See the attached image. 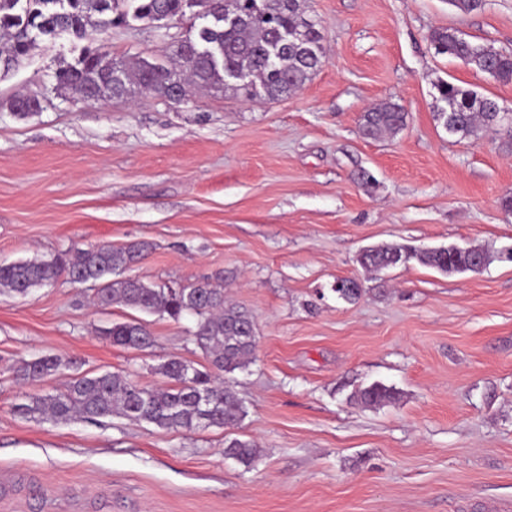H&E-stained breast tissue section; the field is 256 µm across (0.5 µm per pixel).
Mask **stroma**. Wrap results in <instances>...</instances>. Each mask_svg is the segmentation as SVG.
<instances>
[{"label":"stroma","mask_w":512,"mask_h":512,"mask_svg":"<svg viewBox=\"0 0 512 512\" xmlns=\"http://www.w3.org/2000/svg\"><path fill=\"white\" fill-rule=\"evenodd\" d=\"M322 65L288 97L219 89L86 101L55 71L87 45L168 63L191 27L134 18L85 38L39 41L0 71V263L74 246L146 242L125 274L186 285L224 274V295L255 324V360L226 375L247 414L234 429L164 431L119 417L36 424L26 395L63 387L13 378L20 359L57 354L70 374L121 371L163 384L173 357L202 365L192 317H151L154 344L113 345L100 328L132 309L91 303L59 278L0 295V512H512V262L442 274L410 262L359 265L366 247H512V139L448 136L434 119L448 81L512 110V83L436 54L453 27L512 52V0L463 13L447 0H305ZM30 96L38 111L14 112ZM398 104L406 125L378 140L361 115ZM364 286L337 299V278ZM396 400L353 399L374 382ZM254 441L244 467L224 439Z\"/></svg>","instance_id":"stroma-1"}]
</instances>
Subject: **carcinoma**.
<instances>
[{
	"instance_id": "carcinoma-1",
	"label": "carcinoma",
	"mask_w": 512,
	"mask_h": 512,
	"mask_svg": "<svg viewBox=\"0 0 512 512\" xmlns=\"http://www.w3.org/2000/svg\"><path fill=\"white\" fill-rule=\"evenodd\" d=\"M121 0H0V35L7 38L0 47V65L8 70L28 56L38 39L55 38L62 33L78 38L96 25L105 31L127 16L152 21L158 13L173 18L185 15L190 0H127L132 13L118 10ZM206 7L201 26L180 42L169 64L141 61L128 67L107 58L97 48L85 47L74 61L56 75L57 89L74 92L90 100L96 94L128 96L140 89L165 95L176 71L187 73L186 88L231 89L245 97L257 91L278 99L301 87L317 71L324 55V37L316 25L304 17L302 0H196ZM298 37L300 46L280 48L283 36ZM436 53L460 61L468 68L485 73L503 83L512 82V53L476 43L455 28H438L431 34ZM244 72L246 85L229 81ZM435 119L449 135L476 142L489 129L512 136V122L496 100L480 96L453 83L438 85ZM406 115L395 103H383L364 113L360 132L366 138L397 134ZM149 249L145 242L126 247L98 245L73 247L50 260L27 259L0 265V293L25 297L64 276L73 283L98 285L95 303L103 308L120 305L146 314L178 320L186 315L195 320L191 334L208 367L172 358L158 365L167 384L146 387L120 372L77 375L54 394H32L28 402L13 406L18 417L35 423H65L76 416L97 423L112 416L145 422L167 431H191L202 427L201 418L211 416L209 426L230 428L246 416L236 392L221 377L247 368L256 349L254 322L242 306L224 300V289L209 277L180 288L146 283L122 276ZM499 255L485 247L417 250L402 244L370 247L359 257L369 272L406 265L416 261L442 273H475L485 270ZM101 335L112 344L144 350L152 343L149 324L138 319L114 322ZM67 368L58 355L21 359L13 366L15 380L29 383L55 376ZM396 398V391L373 383L355 395L357 403L377 407ZM224 455L250 467L256 449L249 440L238 437L224 441Z\"/></svg>"
}]
</instances>
